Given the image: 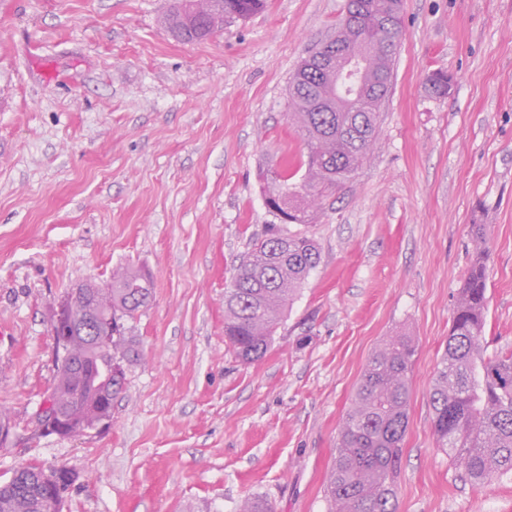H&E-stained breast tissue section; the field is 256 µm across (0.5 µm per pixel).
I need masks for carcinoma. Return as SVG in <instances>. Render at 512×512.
<instances>
[{
    "label": "carcinoma",
    "instance_id": "1",
    "mask_svg": "<svg viewBox=\"0 0 512 512\" xmlns=\"http://www.w3.org/2000/svg\"><path fill=\"white\" fill-rule=\"evenodd\" d=\"M224 16L203 26L188 12L184 0H171L163 16L165 32L183 43L208 39L224 22L246 18L264 6V0H204ZM361 28L344 39V51L363 50L367 73L343 74L330 86L332 71L317 67L308 75L302 58L289 84V118L309 153L299 183L288 169L274 172L267 194L277 211L296 224H310L313 214L301 207L303 191L320 194L348 181L362 165L379 133L387 90L381 77L392 73L397 49L377 37L383 24L382 0H361ZM366 78L365 111L346 112L361 81ZM428 91L448 93V75L434 73ZM288 244L274 236L256 242L240 263L224 295V337L236 356L252 363L268 350L304 281L320 259L316 241L304 232H285ZM477 257L459 289L448 343L430 388L432 429L438 447L448 452L462 478L481 485L498 474L512 472V352L487 356L481 345L488 307V249L484 228L472 225ZM151 277L132 269L112 272V323L102 324L100 335H112V355L123 360L139 357L131 327L152 297ZM416 346L410 336H389L369 357L362 382L340 426L336 456L326 482L329 512H396L395 477L408 429L410 376ZM56 376L50 398L66 414L85 418L80 403L84 380L69 363V350L58 349ZM124 382L100 394L102 413L112 417V401ZM38 468L23 467L0 483V512H55L36 485Z\"/></svg>",
    "mask_w": 512,
    "mask_h": 512
}]
</instances>
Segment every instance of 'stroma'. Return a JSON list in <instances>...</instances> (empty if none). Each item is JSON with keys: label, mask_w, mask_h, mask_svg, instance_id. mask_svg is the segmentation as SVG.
<instances>
[{"label": "stroma", "mask_w": 512, "mask_h": 512, "mask_svg": "<svg viewBox=\"0 0 512 512\" xmlns=\"http://www.w3.org/2000/svg\"><path fill=\"white\" fill-rule=\"evenodd\" d=\"M169 0H0V482L79 475L63 512H327L324 487L363 368L416 344L397 512H512V473L474 486L432 433L431 381L459 289L489 249L487 353L512 351V0H402L380 134L307 230L320 262L266 355L224 342V292L274 218L261 172L303 174L288 117L299 60L346 0H265L182 43ZM452 78L432 97L427 78ZM119 267L153 279L141 351L101 429L37 432L56 303Z\"/></svg>", "instance_id": "35a3bbf8"}]
</instances>
